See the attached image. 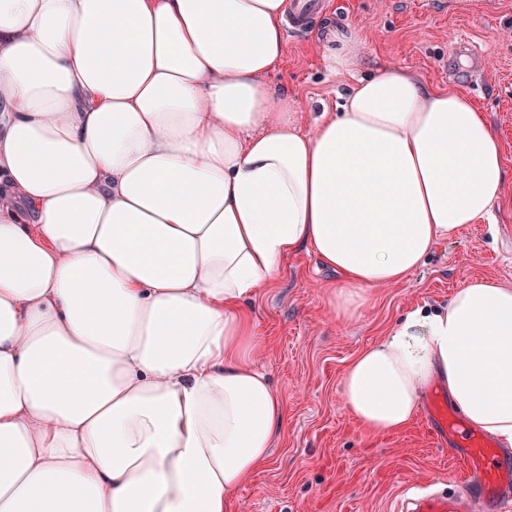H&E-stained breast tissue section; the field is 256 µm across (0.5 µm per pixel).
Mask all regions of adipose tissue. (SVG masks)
Instances as JSON below:
<instances>
[{
    "instance_id": "obj_1",
    "label": "adipose tissue",
    "mask_w": 512,
    "mask_h": 512,
    "mask_svg": "<svg viewBox=\"0 0 512 512\" xmlns=\"http://www.w3.org/2000/svg\"><path fill=\"white\" fill-rule=\"evenodd\" d=\"M289 0H0V512H233L287 411L247 301L313 250L353 316L506 181L455 89L386 68L307 118L266 80ZM512 445V288L418 306L343 376L399 432L432 385Z\"/></svg>"
}]
</instances>
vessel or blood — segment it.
Instances as JSON below:
<instances>
[{"mask_svg": "<svg viewBox=\"0 0 512 512\" xmlns=\"http://www.w3.org/2000/svg\"><path fill=\"white\" fill-rule=\"evenodd\" d=\"M321 7L319 0H293L291 29L303 27ZM428 416L448 440V456L463 466L460 481L431 483L420 491H400L392 512H506L512 506V451L465 428L445 399L431 395Z\"/></svg>", "mask_w": 512, "mask_h": 512, "instance_id": "1", "label": "vessel or blood"}]
</instances>
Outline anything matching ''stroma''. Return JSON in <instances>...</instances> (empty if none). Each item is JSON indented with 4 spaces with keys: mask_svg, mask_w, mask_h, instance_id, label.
Wrapping results in <instances>:
<instances>
[{
    "mask_svg": "<svg viewBox=\"0 0 512 512\" xmlns=\"http://www.w3.org/2000/svg\"><path fill=\"white\" fill-rule=\"evenodd\" d=\"M286 37L269 75L306 112L333 104L347 76L325 68L313 35L323 22L361 38L362 72L401 67L432 85L469 95L498 134L512 171V0H327ZM495 224H473L438 244L404 281L373 289L354 318L329 310L337 275L311 250L286 260L279 280L251 303L261 344L254 356L288 411L271 458L232 494L234 512H389L401 486L447 480L455 468L426 415L399 433L366 432L342 396L348 362L378 343L414 306L447 302L469 279L512 287V180Z\"/></svg>",
    "mask_w": 512,
    "mask_h": 512,
    "instance_id": "obj_1",
    "label": "stroma"
}]
</instances>
